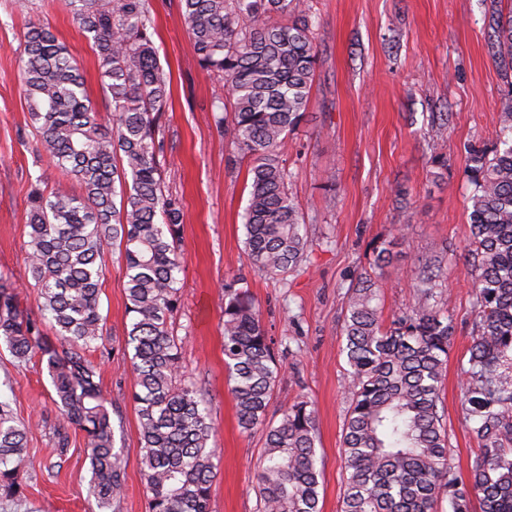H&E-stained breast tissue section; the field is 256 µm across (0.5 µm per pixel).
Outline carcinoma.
Returning a JSON list of instances; mask_svg holds the SVG:
<instances>
[{
    "instance_id": "1",
    "label": "carcinoma",
    "mask_w": 512,
    "mask_h": 512,
    "mask_svg": "<svg viewBox=\"0 0 512 512\" xmlns=\"http://www.w3.org/2000/svg\"><path fill=\"white\" fill-rule=\"evenodd\" d=\"M92 44L112 126L101 122L78 60L43 24L29 27L22 59L24 94L37 151L82 188L35 189L27 213L28 261L39 289V318L0 280V343L25 362L46 363L59 427L84 432L99 512L123 492L121 450L106 399L83 352L104 338L100 294L105 247L125 270L127 347L131 348L148 512H211L216 449L209 401L182 370V342L170 320L180 300L183 211L165 186L160 119L171 77L153 43L149 0H69ZM199 67L228 88L225 135L252 160L243 216L245 251L258 273L285 281L307 260L299 203L288 192L284 153L307 111L320 61L310 0H179ZM495 59L512 68V15L492 16ZM449 112L428 130L432 162ZM498 142L467 149V269L476 333L461 362V405L479 447L468 481L452 471L440 408L454 327L440 306L443 252L418 259L417 302L388 325L376 278L365 273L346 292L341 326L350 403L343 428L346 473L341 512H512V81L502 91ZM397 241L373 248V266L391 263ZM51 323L55 339L42 335ZM224 358L239 427L265 430L257 476L260 512H321L316 411L285 407L267 421L279 365L250 292L224 286ZM29 475L26 431L0 396V494L23 495Z\"/></svg>"
}]
</instances>
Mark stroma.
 I'll return each mask as SVG.
<instances>
[{
    "instance_id": "obj_1",
    "label": "stroma",
    "mask_w": 512,
    "mask_h": 512,
    "mask_svg": "<svg viewBox=\"0 0 512 512\" xmlns=\"http://www.w3.org/2000/svg\"><path fill=\"white\" fill-rule=\"evenodd\" d=\"M160 63L171 74V107L161 118L163 178L183 205L181 299L171 319L183 341L182 366L211 403L219 461L212 512H258L256 473L264 433L241 432L228 390L221 303L224 286L243 280L281 366L268 408L278 421L294 399L317 408V454L322 460V512H340L345 471L342 438L350 396L340 334L347 287L373 260V248L394 236L405 242L379 277L382 318L391 321L415 300L417 256L454 251L442 282L444 310L454 325L440 391L454 474L468 479L478 447L461 409L460 360L475 334L470 277L464 264L468 197L463 176L469 145L492 146L504 73L489 50L488 19L512 0H314L320 63L304 120L288 137L286 165L312 248L287 282L254 272L244 251L243 215L250 198L249 163L215 123L212 109L223 83L202 71L178 0H150ZM44 22L78 60L88 94L101 115L109 104L96 54L66 0H34L31 10L0 0V278L26 289L37 310L28 272V197L80 187L36 156L22 85L24 34ZM434 112H448L444 152L448 171L436 177L426 132ZM336 187H320L323 170ZM103 344L88 357L107 400L121 450L124 494L114 512H148L138 416L132 399L131 352L125 346V274L117 252L102 258ZM0 392L28 423L31 474L20 500L0 497V512H94L91 467L83 434L68 428L56 446L58 412L39 358L21 362L0 346Z\"/></svg>"
}]
</instances>
